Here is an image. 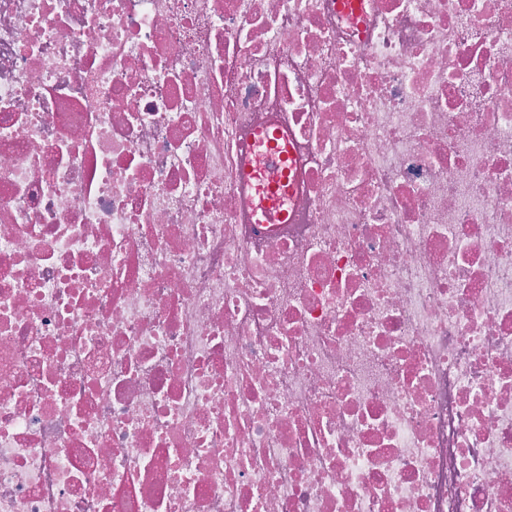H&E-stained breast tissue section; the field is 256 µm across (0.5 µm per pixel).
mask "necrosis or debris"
Segmentation results:
<instances>
[{
    "instance_id": "1",
    "label": "necrosis or debris",
    "mask_w": 512,
    "mask_h": 512,
    "mask_svg": "<svg viewBox=\"0 0 512 512\" xmlns=\"http://www.w3.org/2000/svg\"><path fill=\"white\" fill-rule=\"evenodd\" d=\"M0 512H512V0H0Z\"/></svg>"
}]
</instances>
